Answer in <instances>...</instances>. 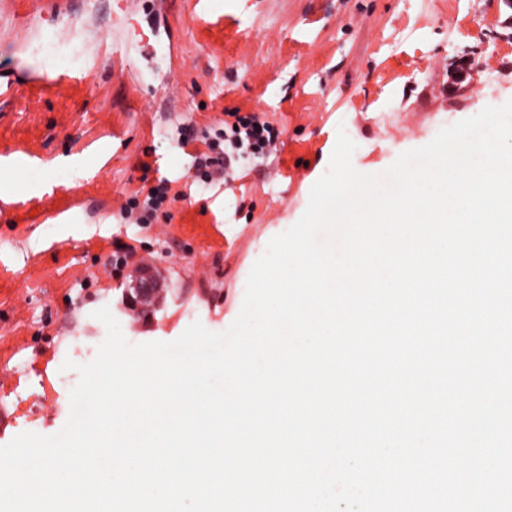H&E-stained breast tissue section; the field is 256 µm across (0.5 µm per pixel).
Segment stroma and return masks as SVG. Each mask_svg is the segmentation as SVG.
I'll return each instance as SVG.
<instances>
[{
    "instance_id": "35a3bbf8",
    "label": "stroma",
    "mask_w": 512,
    "mask_h": 512,
    "mask_svg": "<svg viewBox=\"0 0 512 512\" xmlns=\"http://www.w3.org/2000/svg\"><path fill=\"white\" fill-rule=\"evenodd\" d=\"M85 74L0 99V445L58 433L113 311L128 342L237 317L271 238L303 215L338 129L354 167L512 100V0H0V83ZM262 112L281 144L194 182V147L228 111ZM172 191L154 224L121 219L143 185ZM135 246L164 278L154 320L120 312Z\"/></svg>"
}]
</instances>
